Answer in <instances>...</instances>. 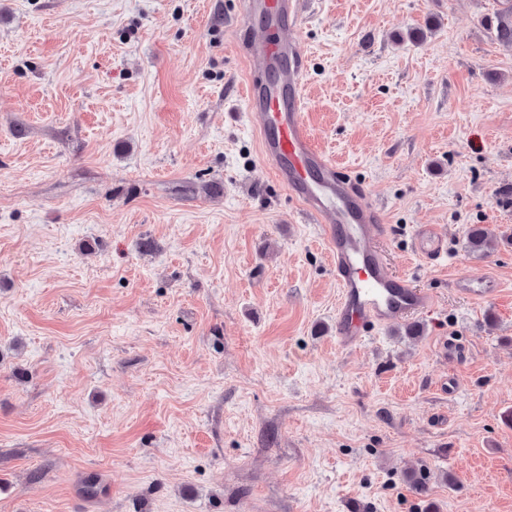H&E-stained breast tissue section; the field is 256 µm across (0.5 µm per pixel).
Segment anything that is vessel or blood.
Instances as JSON below:
<instances>
[{
    "label": "vessel or blood",
    "instance_id": "vessel-or-blood-1",
    "mask_svg": "<svg viewBox=\"0 0 512 512\" xmlns=\"http://www.w3.org/2000/svg\"><path fill=\"white\" fill-rule=\"evenodd\" d=\"M242 5V25L257 19L264 24L263 35L245 42L243 55L272 73L264 82L248 77L244 106L257 120L260 155L274 180L286 189L300 214L322 230L339 289L336 344L353 350L367 340L370 330L428 312L434 298L405 276L388 272L381 247L388 227L380 222L379 207L370 193L353 189L310 131L301 105L307 52L294 34L304 0H242ZM412 237L425 265L447 259L448 242L439 227L417 226ZM454 286L474 298L497 293L495 283L485 277L460 278Z\"/></svg>",
    "mask_w": 512,
    "mask_h": 512
}]
</instances>
